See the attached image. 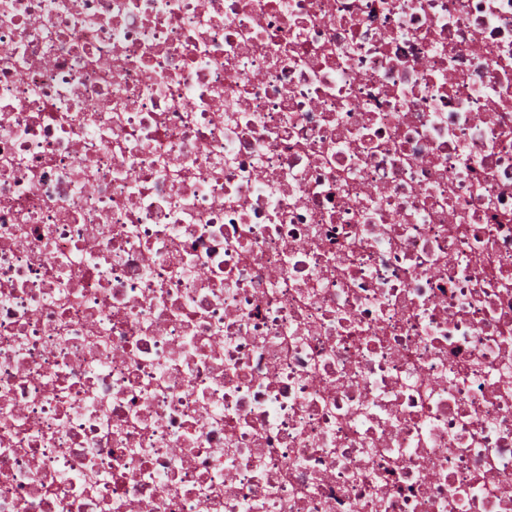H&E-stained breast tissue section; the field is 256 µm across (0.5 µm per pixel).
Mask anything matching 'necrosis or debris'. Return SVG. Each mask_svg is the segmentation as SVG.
Instances as JSON below:
<instances>
[{"mask_svg":"<svg viewBox=\"0 0 512 512\" xmlns=\"http://www.w3.org/2000/svg\"><path fill=\"white\" fill-rule=\"evenodd\" d=\"M0 512H512V0H0Z\"/></svg>","mask_w":512,"mask_h":512,"instance_id":"1","label":"necrosis or debris"}]
</instances>
